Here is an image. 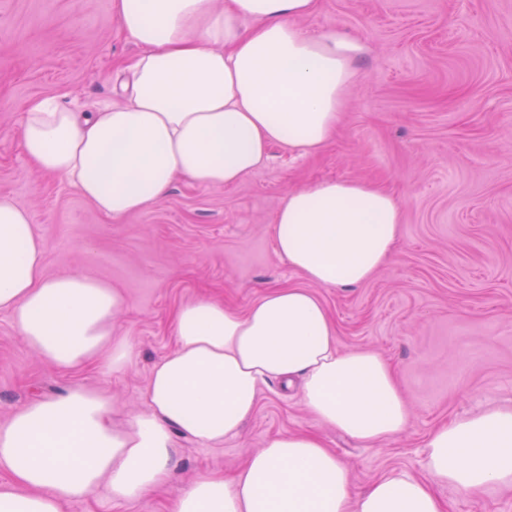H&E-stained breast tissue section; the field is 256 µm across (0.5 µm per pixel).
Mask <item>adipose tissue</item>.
I'll return each mask as SVG.
<instances>
[{
    "label": "adipose tissue",
    "mask_w": 512,
    "mask_h": 512,
    "mask_svg": "<svg viewBox=\"0 0 512 512\" xmlns=\"http://www.w3.org/2000/svg\"><path fill=\"white\" fill-rule=\"evenodd\" d=\"M319 0H112L138 47L123 102L83 113L57 100L24 105L19 144L40 172L66 180L99 212L120 218L158 202L176 179L232 186L270 146L322 150L342 118L363 47L297 25ZM390 192L328 180L288 194L271 232L305 286L276 287L245 313L198 300L174 314L176 348L157 361L146 407L112 421L110 394L81 385L31 401L0 422V512H65L96 493L117 502L173 482L181 433L217 444L240 434L267 379L299 384L317 421L374 445L407 430L410 409L390 364L343 352L313 286L369 282L401 236ZM118 289L81 271H44L28 212L0 197V312L51 367L108 354ZM424 476L386 473L354 492L350 472L313 433H279L231 477L199 474L172 512H447L438 486L475 495L512 486V409L490 408L432 430Z\"/></svg>",
    "instance_id": "adipose-tissue-1"
}]
</instances>
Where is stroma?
<instances>
[{
	"label": "stroma",
	"instance_id": "35a3bbf8",
	"mask_svg": "<svg viewBox=\"0 0 512 512\" xmlns=\"http://www.w3.org/2000/svg\"><path fill=\"white\" fill-rule=\"evenodd\" d=\"M301 26L312 36L340 30L364 47L328 145L316 154L271 146L236 185L179 180L150 209L113 219L37 173L17 131L35 96L81 112L120 102L116 78L137 46L112 0H0V195L28 211L47 275L77 269L120 289L112 334L132 355L119 372L102 360L52 370L0 313V421L81 382L110 393L112 419L124 423L143 408L153 365L175 348L178 306L208 298L242 312L270 288L304 285L271 234L290 190L366 181L402 207L401 239L382 272L315 293L339 349L368 348L393 364L412 410L406 433L354 442L271 380L239 436L215 445L176 436L179 482L133 503L76 500L67 512H171L197 473H231L280 432H316L359 487L391 471L421 476L435 425L512 408V0H320ZM438 493L449 512H512V489Z\"/></svg>",
	"mask_w": 512,
	"mask_h": 512
}]
</instances>
